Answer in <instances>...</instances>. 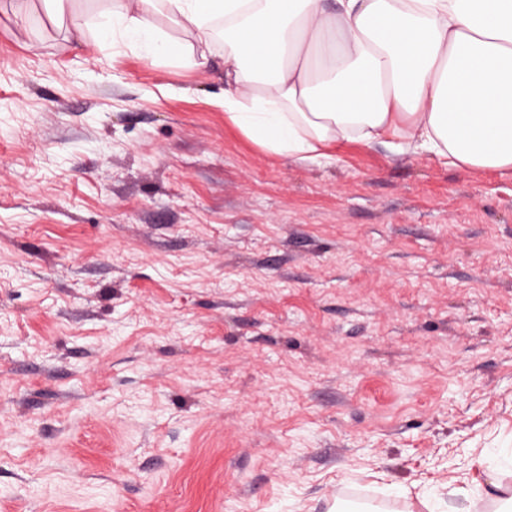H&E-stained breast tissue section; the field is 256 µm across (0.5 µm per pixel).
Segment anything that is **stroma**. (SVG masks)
<instances>
[{
	"instance_id": "obj_1",
	"label": "stroma",
	"mask_w": 512,
	"mask_h": 512,
	"mask_svg": "<svg viewBox=\"0 0 512 512\" xmlns=\"http://www.w3.org/2000/svg\"><path fill=\"white\" fill-rule=\"evenodd\" d=\"M209 59L0 0V512H495L512 173L296 163Z\"/></svg>"
}]
</instances>
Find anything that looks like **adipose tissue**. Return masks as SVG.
<instances>
[{
	"label": "adipose tissue",
	"mask_w": 512,
	"mask_h": 512,
	"mask_svg": "<svg viewBox=\"0 0 512 512\" xmlns=\"http://www.w3.org/2000/svg\"><path fill=\"white\" fill-rule=\"evenodd\" d=\"M93 30L194 68L223 32L224 116L269 152L307 162L393 139L512 171V0H120L94 23L69 16L72 40Z\"/></svg>",
	"instance_id": "obj_1"
}]
</instances>
